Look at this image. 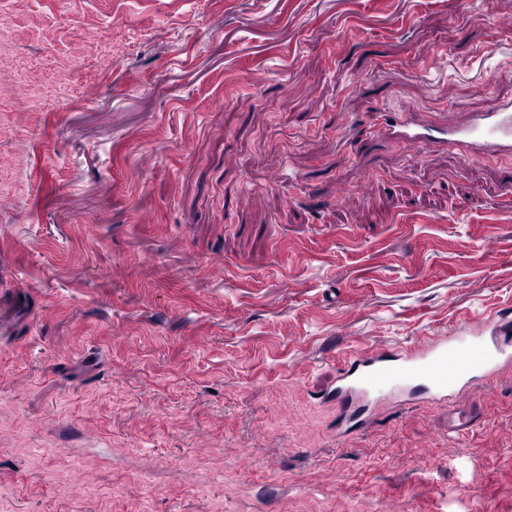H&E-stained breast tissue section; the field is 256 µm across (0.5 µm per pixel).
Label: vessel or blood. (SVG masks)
Listing matches in <instances>:
<instances>
[{
    "label": "vessel or blood",
    "instance_id": "b4317fda",
    "mask_svg": "<svg viewBox=\"0 0 512 512\" xmlns=\"http://www.w3.org/2000/svg\"><path fill=\"white\" fill-rule=\"evenodd\" d=\"M380 136L408 145L442 141L459 149L466 160L486 149L512 152V100L489 112L451 124L420 113L401 120H382ZM512 374V316L463 315L444 327L423 330L406 341L385 340L344 353L323 397L340 412L337 435H365L389 410L426 401L448 413V435L476 427L481 411L477 395Z\"/></svg>",
    "mask_w": 512,
    "mask_h": 512
}]
</instances>
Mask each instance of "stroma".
Listing matches in <instances>:
<instances>
[{
    "instance_id": "1",
    "label": "stroma",
    "mask_w": 512,
    "mask_h": 512,
    "mask_svg": "<svg viewBox=\"0 0 512 512\" xmlns=\"http://www.w3.org/2000/svg\"><path fill=\"white\" fill-rule=\"evenodd\" d=\"M502 8L0 0V512H512V378L454 441L320 394L512 309V156L377 136L512 96Z\"/></svg>"
}]
</instances>
